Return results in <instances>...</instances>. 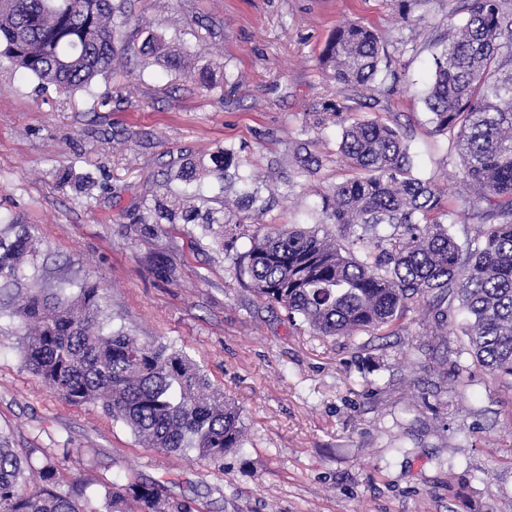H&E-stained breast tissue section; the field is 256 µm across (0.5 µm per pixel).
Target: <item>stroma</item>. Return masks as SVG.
<instances>
[{
    "label": "stroma",
    "instance_id": "obj_1",
    "mask_svg": "<svg viewBox=\"0 0 512 512\" xmlns=\"http://www.w3.org/2000/svg\"><path fill=\"white\" fill-rule=\"evenodd\" d=\"M154 31L192 42L213 25L211 55L241 76L218 96L159 66L133 78L98 79L91 92L39 90L0 64V215L35 225L51 279L88 277L140 340L186 353L237 406L243 446L216 463L146 447L99 405L67 404L28 369L0 315V433L18 454L42 448L67 482L103 501L107 487L163 486L193 512H512V388L479 373L449 393L445 342L466 341L456 323L435 330L432 301L416 302L398 334L322 337L241 280L247 238L223 242L192 224H143V199L171 162L231 146L249 159L279 205L272 224L319 226L318 194L341 181L333 162L301 176L288 151L304 139V112L335 96L318 56L336 25L364 22L390 50L384 87L408 136L414 172L448 193L458 163L443 164L445 138L428 133L422 101L431 80L428 43L461 20L459 0H425L400 17L398 0H131ZM87 173L90 193L63 184Z\"/></svg>",
    "mask_w": 512,
    "mask_h": 512
}]
</instances>
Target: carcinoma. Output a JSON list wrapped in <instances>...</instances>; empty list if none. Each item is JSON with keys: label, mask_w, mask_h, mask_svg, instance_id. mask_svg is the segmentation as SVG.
I'll return each instance as SVG.
<instances>
[{"label": "carcinoma", "mask_w": 512, "mask_h": 512, "mask_svg": "<svg viewBox=\"0 0 512 512\" xmlns=\"http://www.w3.org/2000/svg\"><path fill=\"white\" fill-rule=\"evenodd\" d=\"M456 32L434 42V72L424 97L430 133L448 139L445 162L459 158L458 209L433 179L412 174L407 137L394 119L358 115L366 92L387 73L380 37L360 21L344 22L325 45L320 68L336 83L332 98L304 112V131L341 130L336 156L349 177L318 193L320 224L339 238L295 224L249 236L240 276L254 293L283 308L319 336L387 329L396 334L413 303L433 298L434 323L465 314L456 383L482 371L512 388V0H461ZM129 0H0V60L63 93L112 75L115 60L195 79L206 89L238 82L212 78L203 59L210 25L194 46L131 27ZM300 172L330 158L316 141L292 150ZM231 147L180 165L147 205L142 224H196L224 236L226 224H248L273 208L274 195ZM461 218L483 232L459 242L449 225ZM34 225L0 221V306L16 319L18 344L32 373L72 405L99 402L150 448L196 452L215 462L242 446L239 409L211 390L207 375L174 347L144 342L112 324L97 283L48 281L39 264ZM111 506L130 500L137 512H169L158 484L128 482L106 492ZM0 512H98L85 488L62 485L47 454L24 456L0 434Z\"/></svg>", "instance_id": "cac0c4a2"}]
</instances>
